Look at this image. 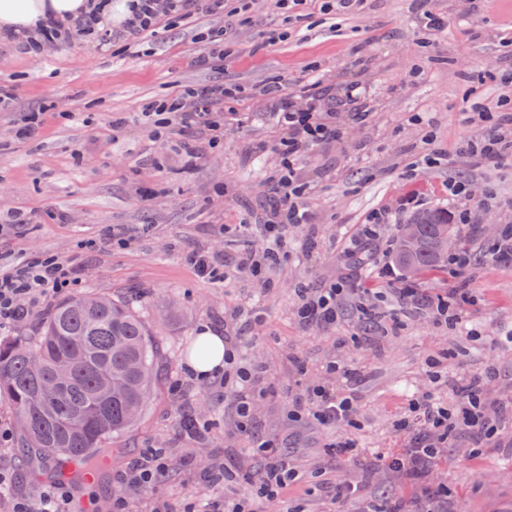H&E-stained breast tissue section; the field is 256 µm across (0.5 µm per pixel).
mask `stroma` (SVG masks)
Segmentation results:
<instances>
[{
    "label": "stroma",
    "mask_w": 512,
    "mask_h": 512,
    "mask_svg": "<svg viewBox=\"0 0 512 512\" xmlns=\"http://www.w3.org/2000/svg\"><path fill=\"white\" fill-rule=\"evenodd\" d=\"M469 28L445 32L416 26L421 3ZM322 0H304L284 17L278 0H224L216 16L193 15L159 34L125 41L112 25L110 48L92 42L62 43L42 54H25L0 42V82L12 85L16 107L0 111V215L21 211L20 228H0V266L17 256L54 255L78 271L71 293L94 291L133 300L159 345L163 381L144 416L115 442L106 483L86 480L82 490L63 483L68 498L82 497L87 512H112L122 498L128 512H153L165 503L203 506L220 500L211 474L230 468L259 481L262 465L248 449L274 440L301 481L288 484L275 502H257L258 512L281 504L300 512H332L337 483L361 482L365 495L412 498L414 486L385 468L369 469L372 453L406 447L393 424L410 399L434 392L450 403L446 383L432 382L428 358H440L453 378L491 368L487 397L502 411L498 431L481 447L458 435L447 459L428 475L447 487L448 512H512V265L486 252L503 226H512V168L463 157L457 110L463 101L492 112L512 108V84L483 78V65L512 70V0H367L352 15L324 13ZM224 27L230 47L223 62L200 67L194 60L201 32ZM287 27V40L266 46V28ZM320 73L331 98L359 86L365 123L345 124L343 138L314 148L295 163L310 187V223L289 228L282 262L261 275L238 267L244 248L261 252L258 231L279 206L275 185L282 133L258 87L278 80L295 93ZM214 82L240 88L224 106L219 144L199 141V157L187 161L182 144L191 129L174 127L154 141L142 105L188 86ZM41 110L39 134L19 139L25 112ZM434 165L410 171L418 152ZM467 181L471 222L455 227L471 262L459 275H419V291L451 300L466 326L449 329L405 313L396 328L363 332L355 309L332 326L302 325L296 318L299 289H318L351 271L344 243L372 211L390 214L383 241L417 210L448 205L450 180ZM252 225L250 237L233 232ZM116 242H109V235ZM205 250L224 262V279L209 283L187 264L188 253ZM220 330L240 356L265 366L267 393L254 407L248 432H240L235 391L223 378L193 379L183 360L201 327ZM354 372L344 378L331 363ZM322 386L354 396L356 427L329 431L310 419L292 418L293 401ZM193 416L206 431L183 429ZM0 466L14 474L12 493L36 494L44 484L30 479L15 448L13 410L0 402ZM354 445L338 453L337 443ZM165 449L169 469L149 488L119 483L136 455Z\"/></svg>",
    "instance_id": "obj_1"
}]
</instances>
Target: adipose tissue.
<instances>
[{
    "label": "adipose tissue",
    "mask_w": 512,
    "mask_h": 512,
    "mask_svg": "<svg viewBox=\"0 0 512 512\" xmlns=\"http://www.w3.org/2000/svg\"><path fill=\"white\" fill-rule=\"evenodd\" d=\"M99 0H0V34L28 37L39 33L47 21L67 24L92 13ZM207 346L206 357L191 355L184 363L194 378L210 379L224 370V338L212 329H204L198 336Z\"/></svg>",
    "instance_id": "ef3b65f1"
}]
</instances>
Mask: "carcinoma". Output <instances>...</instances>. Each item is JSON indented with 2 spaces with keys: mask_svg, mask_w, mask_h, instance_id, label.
Masks as SVG:
<instances>
[{
  "mask_svg": "<svg viewBox=\"0 0 512 512\" xmlns=\"http://www.w3.org/2000/svg\"><path fill=\"white\" fill-rule=\"evenodd\" d=\"M417 243L398 237L392 260L402 279L448 268L454 225L446 209H423ZM158 351L126 301L105 294H77L45 318L40 336L0 338V400L14 410L18 454L33 477L43 472L78 477L106 465L102 449L145 414L157 386ZM59 369L70 376L55 390Z\"/></svg>",
  "mask_w": 512,
  "mask_h": 512,
  "instance_id": "carcinoma-1",
  "label": "carcinoma"
}]
</instances>
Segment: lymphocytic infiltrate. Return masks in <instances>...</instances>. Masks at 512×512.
I'll return each mask as SVG.
<instances>
[{"mask_svg":"<svg viewBox=\"0 0 512 512\" xmlns=\"http://www.w3.org/2000/svg\"><path fill=\"white\" fill-rule=\"evenodd\" d=\"M223 11L224 0H131L124 37L135 42L178 19L199 13L216 15ZM89 38L102 46L110 44L112 31L102 13H94L65 27L55 23L47 25L38 39L27 41L22 49L36 52L57 42ZM320 82V77H313L311 83L295 95L282 93L276 86L263 90L264 95L277 100L273 119L283 132L280 147L289 161L307 155L319 143L335 141L343 135L335 113L323 109V99L318 92ZM234 94V89L221 83L203 85L179 97L146 103L142 116L156 140L163 139L175 125L216 132L224 119V101ZM460 117L467 126L459 146L461 154L497 166L512 164V136L506 133L502 123L494 121L488 113L483 114L478 124L473 123L470 112H461ZM278 191L284 208L279 211L276 221L262 227L264 248L261 257L253 258L247 250L241 259L242 264L250 266L256 274L263 265L278 262L288 226L310 220L307 184L285 176L279 182ZM75 280L74 268L52 255L35 261L21 259L9 270L0 271V327L27 316L40 303L69 288ZM349 295L357 296L356 310L362 320L378 326L396 322V313L383 304L381 291L355 287L349 277L322 289L317 296H303L298 317L307 325L336 324L344 314V300ZM394 295L400 304L428 317L433 323L457 326L464 320L449 301L434 300L417 289L398 288ZM485 381L482 374L451 381L450 387L455 394V403L451 406L441 403L431 392L414 397L395 423L396 431L408 439L407 448L390 456L373 453L374 464L385 466L405 480L418 482L413 498H364L358 485L349 484L337 487L334 493L336 512H437L447 491L421 486V476L447 458L448 442L456 435L466 434L479 445L498 429L497 421L487 413ZM354 413L353 397L318 386L296 399L293 416L299 419L309 415L323 427L342 428L355 426ZM297 476L289 461L283 459L269 463L260 483L246 489L239 487L235 475L223 473L224 499L205 508L204 512H255L254 501L277 498L281 489Z\"/></svg>","mask_w":512,"mask_h":512,"instance_id":"obj_1","label":"lymphocytic infiltrate"}]
</instances>
